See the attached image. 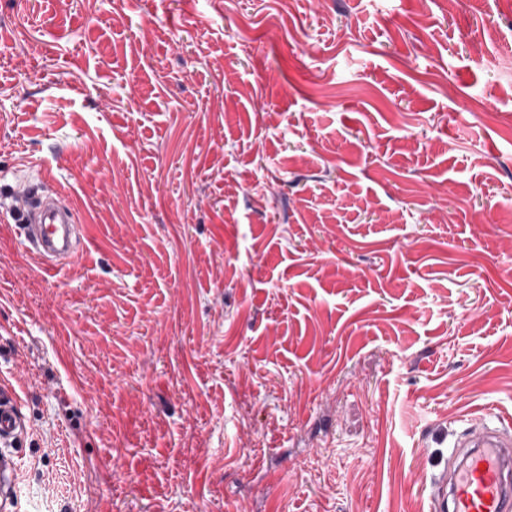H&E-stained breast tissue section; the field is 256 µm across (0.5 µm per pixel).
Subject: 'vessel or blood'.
<instances>
[{
  "label": "vessel or blood",
  "mask_w": 512,
  "mask_h": 512,
  "mask_svg": "<svg viewBox=\"0 0 512 512\" xmlns=\"http://www.w3.org/2000/svg\"><path fill=\"white\" fill-rule=\"evenodd\" d=\"M16 211L42 271L76 258L75 210L49 197L24 196ZM23 433L21 402L12 388L0 384V512H14L20 463L12 449ZM455 454L456 463L434 479L437 491L428 512H512V432L485 428L458 443Z\"/></svg>",
  "instance_id": "b4317fda"
}]
</instances>
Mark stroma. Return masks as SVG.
I'll list each match as a JSON object with an SVG mask.
<instances>
[{
    "instance_id": "1",
    "label": "stroma",
    "mask_w": 512,
    "mask_h": 512,
    "mask_svg": "<svg viewBox=\"0 0 512 512\" xmlns=\"http://www.w3.org/2000/svg\"><path fill=\"white\" fill-rule=\"evenodd\" d=\"M0 376L19 512H428L512 421V0H0ZM26 241L41 258L40 270L49 272L63 262L77 257L73 240L76 211L59 207L52 198L34 201L31 196L20 197L16 210Z\"/></svg>"
}]
</instances>
